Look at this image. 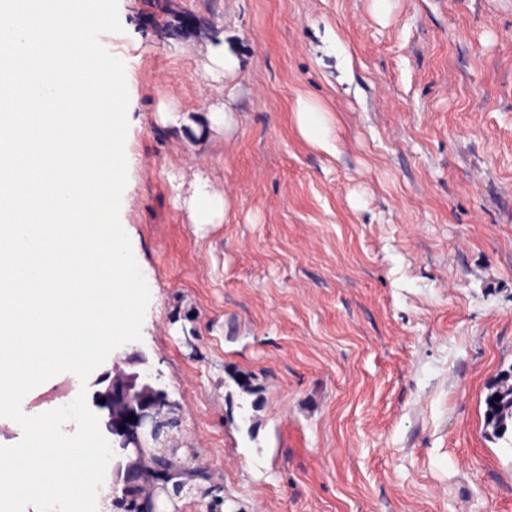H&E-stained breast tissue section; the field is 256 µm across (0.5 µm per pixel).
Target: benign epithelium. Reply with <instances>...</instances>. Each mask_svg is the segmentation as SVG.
Masks as SVG:
<instances>
[{
  "label": "benign epithelium",
  "instance_id": "1",
  "mask_svg": "<svg viewBox=\"0 0 512 512\" xmlns=\"http://www.w3.org/2000/svg\"><path fill=\"white\" fill-rule=\"evenodd\" d=\"M129 361L121 354L112 357V369L104 377L108 384L95 399L105 400L101 408L108 411L106 427L119 438L118 459L112 463L113 503L125 512H154L151 481L160 473L148 464L138 429L149 423L154 440H160L166 401L139 373L125 369Z\"/></svg>",
  "mask_w": 512,
  "mask_h": 512
}]
</instances>
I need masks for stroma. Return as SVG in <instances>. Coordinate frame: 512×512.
Here are the masks:
<instances>
[{"instance_id":"1","label":"stroma","mask_w":512,"mask_h":512,"mask_svg":"<svg viewBox=\"0 0 512 512\" xmlns=\"http://www.w3.org/2000/svg\"><path fill=\"white\" fill-rule=\"evenodd\" d=\"M118 12L99 41L126 63L120 218L150 289L125 350L167 402L160 440L204 472L156 484L158 512H512V445L484 428L512 368V0ZM217 43L239 61L219 82ZM201 182L225 219L194 223ZM296 117L300 132L314 146L329 150V130L322 111L312 102L300 96L296 101Z\"/></svg>"}]
</instances>
